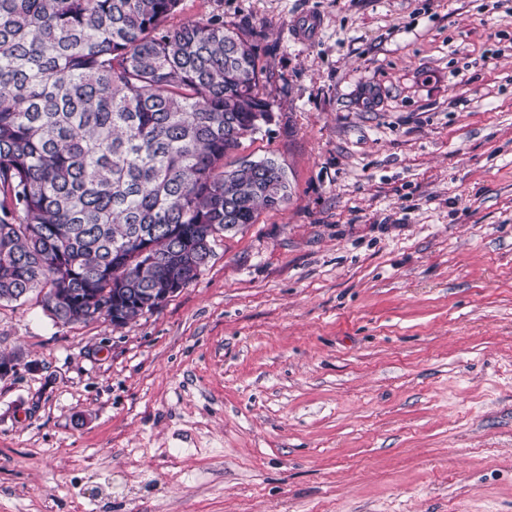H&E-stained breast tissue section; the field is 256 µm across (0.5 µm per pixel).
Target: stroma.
<instances>
[{"instance_id":"1","label":"stroma","mask_w":512,"mask_h":512,"mask_svg":"<svg viewBox=\"0 0 512 512\" xmlns=\"http://www.w3.org/2000/svg\"><path fill=\"white\" fill-rule=\"evenodd\" d=\"M289 197L115 327L0 302V512H512V0H182Z\"/></svg>"}]
</instances>
